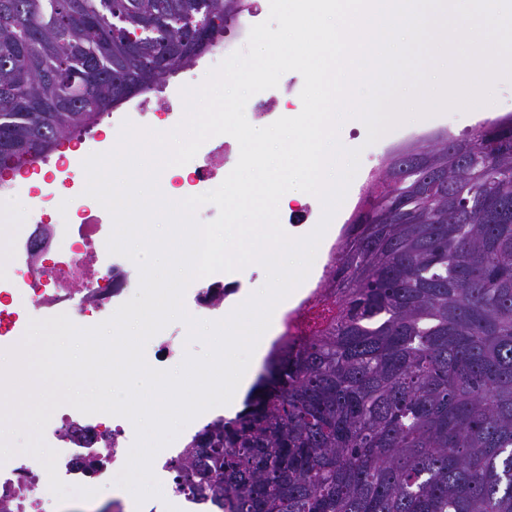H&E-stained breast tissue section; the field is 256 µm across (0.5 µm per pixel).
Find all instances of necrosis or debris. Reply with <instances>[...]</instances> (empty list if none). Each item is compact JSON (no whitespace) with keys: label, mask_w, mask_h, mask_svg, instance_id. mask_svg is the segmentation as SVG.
Segmentation results:
<instances>
[{"label":"necrosis or debris","mask_w":512,"mask_h":512,"mask_svg":"<svg viewBox=\"0 0 512 512\" xmlns=\"http://www.w3.org/2000/svg\"><path fill=\"white\" fill-rule=\"evenodd\" d=\"M231 154L232 146L223 136L208 139L192 165L184 168L182 184L202 193L215 189L216 172L229 164ZM27 192L41 199L45 210L65 209L63 221L51 226L62 245L39 252L34 235L23 234L14 239L11 285L0 290V351L21 342L29 312L75 315L87 320L98 315L106 319L139 286L134 263L108 253V234L99 222L93 201L67 206L40 188L31 186ZM61 416L67 421L66 429L48 424L44 440L58 453L57 473L65 484L99 487L97 474L88 471L87 464L100 455L106 459L107 470L116 473L123 468L136 436L130 420L104 413L86 415L68 407ZM210 422V412L198 415L153 460V473L161 484L162 497L179 512H211L209 500L179 490L170 469L189 440ZM14 492L19 493L21 501L16 512H51L56 501L44 467L24 458L0 465V497Z\"/></svg>","instance_id":"obj_1"}]
</instances>
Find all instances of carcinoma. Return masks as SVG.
Listing matches in <instances>:
<instances>
[{
	"label": "carcinoma",
	"mask_w": 512,
	"mask_h": 512,
	"mask_svg": "<svg viewBox=\"0 0 512 512\" xmlns=\"http://www.w3.org/2000/svg\"><path fill=\"white\" fill-rule=\"evenodd\" d=\"M243 0H0V175L204 53ZM149 31L131 40L128 33ZM383 162L327 315L172 462L216 512H512V116Z\"/></svg>",
	"instance_id": "carcinoma-1"
}]
</instances>
